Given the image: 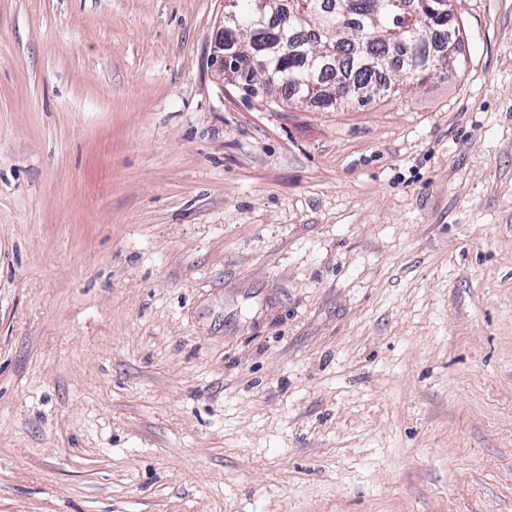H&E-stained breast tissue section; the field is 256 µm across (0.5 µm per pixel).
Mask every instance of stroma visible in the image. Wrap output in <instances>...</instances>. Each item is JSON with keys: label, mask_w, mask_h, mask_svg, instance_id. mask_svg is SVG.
I'll return each instance as SVG.
<instances>
[{"label": "stroma", "mask_w": 512, "mask_h": 512, "mask_svg": "<svg viewBox=\"0 0 512 512\" xmlns=\"http://www.w3.org/2000/svg\"><path fill=\"white\" fill-rule=\"evenodd\" d=\"M224 6L0 0V512H512V0L326 108Z\"/></svg>", "instance_id": "1"}]
</instances>
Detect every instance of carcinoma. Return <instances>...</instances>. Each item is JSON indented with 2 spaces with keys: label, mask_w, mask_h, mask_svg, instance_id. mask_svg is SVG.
Returning a JSON list of instances; mask_svg holds the SVG:
<instances>
[{
  "label": "carcinoma",
  "mask_w": 512,
  "mask_h": 512,
  "mask_svg": "<svg viewBox=\"0 0 512 512\" xmlns=\"http://www.w3.org/2000/svg\"><path fill=\"white\" fill-rule=\"evenodd\" d=\"M265 26H251L256 0H232L224 13L229 44L224 75L244 90L282 86L284 100L344 104L422 80L460 62L461 28L450 0H306L310 22L293 16L291 0H271Z\"/></svg>",
  "instance_id": "carcinoma-1"
}]
</instances>
